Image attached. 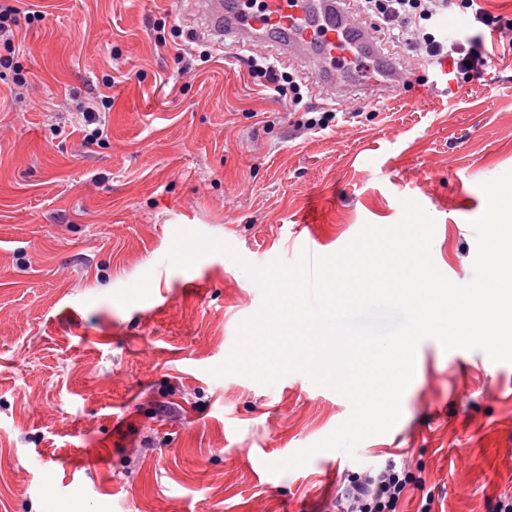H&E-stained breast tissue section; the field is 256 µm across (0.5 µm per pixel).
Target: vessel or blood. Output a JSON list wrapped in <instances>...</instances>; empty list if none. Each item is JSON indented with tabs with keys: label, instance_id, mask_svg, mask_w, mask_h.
I'll list each match as a JSON object with an SVG mask.
<instances>
[{
	"label": "vessel or blood",
	"instance_id": "obj_1",
	"mask_svg": "<svg viewBox=\"0 0 512 512\" xmlns=\"http://www.w3.org/2000/svg\"><path fill=\"white\" fill-rule=\"evenodd\" d=\"M199 5L214 29L236 43L245 45L258 36L288 57L310 53L314 63L309 73L333 99H343L348 92L334 78L337 59L347 65L361 57L372 59L374 75L360 89L367 104L400 97L414 80L412 70L381 52L372 30L355 19L350 0H263L262 9L253 12L239 0H199Z\"/></svg>",
	"mask_w": 512,
	"mask_h": 512
}]
</instances>
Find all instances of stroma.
I'll use <instances>...</instances> for the list:
<instances>
[{
	"label": "stroma",
	"mask_w": 512,
	"mask_h": 512,
	"mask_svg": "<svg viewBox=\"0 0 512 512\" xmlns=\"http://www.w3.org/2000/svg\"><path fill=\"white\" fill-rule=\"evenodd\" d=\"M203 26L195 0H23L0 42V512H328L340 480L390 459L423 481L399 512L425 496L494 512L512 494V363L425 339L388 433L272 474L351 404L301 373L212 376L261 290L226 255L183 270L166 254L186 228L257 266L331 255L410 198L437 268L468 283L479 185L512 170V56L418 104L347 100L354 121L310 131L243 60L307 63L231 42L203 61L207 37L186 35Z\"/></svg>",
	"instance_id": "obj_1"
}]
</instances>
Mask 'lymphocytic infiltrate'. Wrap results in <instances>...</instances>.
<instances>
[{
	"mask_svg": "<svg viewBox=\"0 0 512 512\" xmlns=\"http://www.w3.org/2000/svg\"><path fill=\"white\" fill-rule=\"evenodd\" d=\"M454 0H354L358 15L373 22L376 36L394 47L420 51L433 68L449 65L471 78L492 67L501 52L512 53V35L498 33L486 41L484 29L493 16L483 0H464L471 11L469 23L455 36L439 38L445 14ZM407 467L387 462L384 468L344 479L336 496V512H397L408 488L419 486Z\"/></svg>",
	"mask_w": 512,
	"mask_h": 512,
	"instance_id": "1",
	"label": "lymphocytic infiltrate"
}]
</instances>
